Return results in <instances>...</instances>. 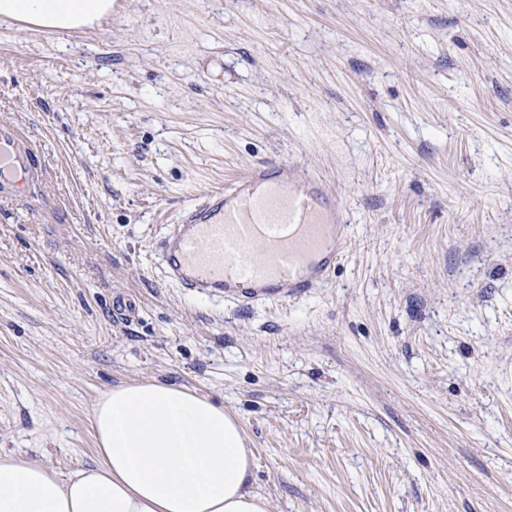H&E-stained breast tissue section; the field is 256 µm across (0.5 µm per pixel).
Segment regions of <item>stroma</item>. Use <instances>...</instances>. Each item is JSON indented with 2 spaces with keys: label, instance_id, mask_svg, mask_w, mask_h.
<instances>
[{
  "label": "stroma",
  "instance_id": "1",
  "mask_svg": "<svg viewBox=\"0 0 512 512\" xmlns=\"http://www.w3.org/2000/svg\"><path fill=\"white\" fill-rule=\"evenodd\" d=\"M1 122L42 168L0 198V453L85 466L99 395L156 379L238 415L271 512H512V0L0 21ZM264 162L329 175L331 279L250 306L169 285L184 206Z\"/></svg>",
  "mask_w": 512,
  "mask_h": 512
}]
</instances>
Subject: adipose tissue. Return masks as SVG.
I'll return each mask as SVG.
<instances>
[{
	"label": "adipose tissue",
	"instance_id": "1",
	"mask_svg": "<svg viewBox=\"0 0 512 512\" xmlns=\"http://www.w3.org/2000/svg\"><path fill=\"white\" fill-rule=\"evenodd\" d=\"M112 0H0V20L55 31L93 27ZM93 464L61 472L0 454V512H270L252 488L240 420L184 387L126 382L90 418Z\"/></svg>",
	"mask_w": 512,
	"mask_h": 512
}]
</instances>
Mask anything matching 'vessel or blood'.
<instances>
[{
  "label": "vessel or blood",
  "mask_w": 512,
  "mask_h": 512,
  "mask_svg": "<svg viewBox=\"0 0 512 512\" xmlns=\"http://www.w3.org/2000/svg\"><path fill=\"white\" fill-rule=\"evenodd\" d=\"M38 166L20 133L0 124V192L27 197ZM347 241L324 180L275 162L188 206L158 249L168 279L185 292L249 305L307 295L335 271Z\"/></svg>",
  "instance_id": "b4317fda"
}]
</instances>
